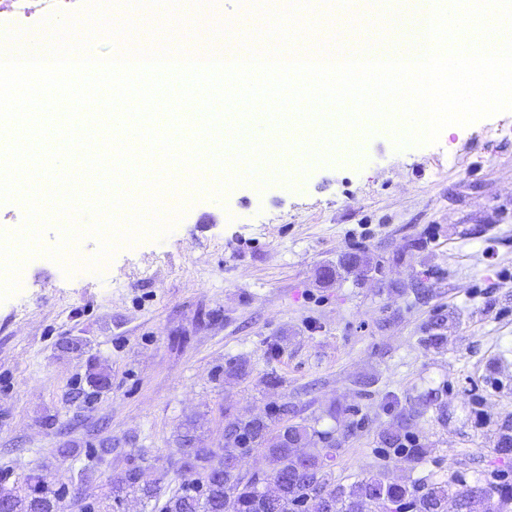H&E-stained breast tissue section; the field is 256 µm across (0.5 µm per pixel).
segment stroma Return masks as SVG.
<instances>
[{"label":"stroma","instance_id":"1","mask_svg":"<svg viewBox=\"0 0 512 512\" xmlns=\"http://www.w3.org/2000/svg\"><path fill=\"white\" fill-rule=\"evenodd\" d=\"M248 8L182 0L179 33L205 20L220 46L240 45L250 28L227 21ZM339 13L365 18L356 0H314L311 45L360 52L357 31L329 24ZM266 127L259 142L224 126L207 147L276 151L279 126ZM356 149L347 163L324 147L300 180L274 171L202 192L167 237L118 247L95 271L82 267L98 250L90 235L70 254L73 275L25 259L19 291L0 303V487L38 470L68 486L60 512L105 505L130 461L148 480L169 468L186 424L218 448L229 419L285 399L340 440L336 484L512 475L497 444L512 436V111L402 148L374 121ZM348 253L359 273L341 267ZM439 316L448 342L434 348L423 338ZM232 358L248 377L225 374ZM271 371L281 387L265 386ZM432 389L443 409L412 427L426 457L389 453L382 432Z\"/></svg>","mask_w":512,"mask_h":512}]
</instances>
